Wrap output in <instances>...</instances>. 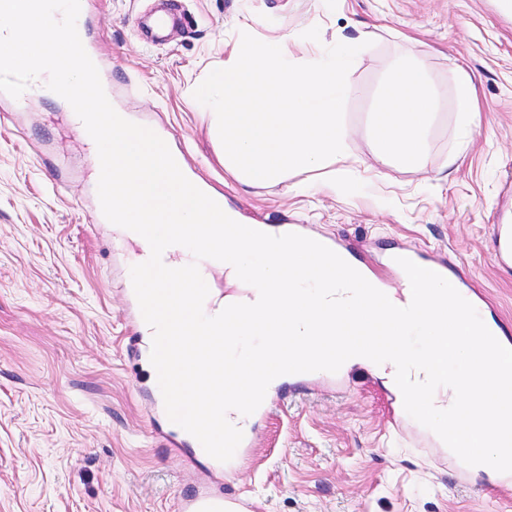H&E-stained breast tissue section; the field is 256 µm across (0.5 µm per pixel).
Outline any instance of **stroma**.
<instances>
[{"label": "stroma", "mask_w": 512, "mask_h": 512, "mask_svg": "<svg viewBox=\"0 0 512 512\" xmlns=\"http://www.w3.org/2000/svg\"><path fill=\"white\" fill-rule=\"evenodd\" d=\"M163 7L177 22L154 43L141 24ZM82 20L114 109L164 134L243 223L311 225L398 292L387 259L409 248L476 291L512 338V269L490 241L512 224V0H84ZM246 29L296 57L370 38L344 108L364 157L378 92L410 44L440 103L427 170L378 166L351 195L230 178L193 92ZM461 69L481 114L469 130ZM68 113L37 93L0 96V512H181L213 465L152 412V375L127 355L134 249L98 220L90 148ZM220 481L252 512H512V477L462 467L360 367L275 402Z\"/></svg>", "instance_id": "35a3bbf8"}]
</instances>
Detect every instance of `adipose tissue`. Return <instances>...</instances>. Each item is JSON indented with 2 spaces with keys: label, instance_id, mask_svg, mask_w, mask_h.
Returning a JSON list of instances; mask_svg holds the SVG:
<instances>
[{
  "label": "adipose tissue",
  "instance_id": "1",
  "mask_svg": "<svg viewBox=\"0 0 512 512\" xmlns=\"http://www.w3.org/2000/svg\"><path fill=\"white\" fill-rule=\"evenodd\" d=\"M438 101L426 66L400 59L374 113L369 134L375 159L384 167L413 165L427 169V145Z\"/></svg>",
  "mask_w": 512,
  "mask_h": 512
}]
</instances>
